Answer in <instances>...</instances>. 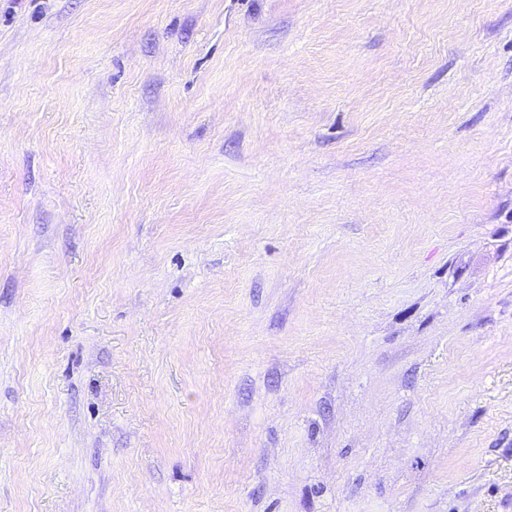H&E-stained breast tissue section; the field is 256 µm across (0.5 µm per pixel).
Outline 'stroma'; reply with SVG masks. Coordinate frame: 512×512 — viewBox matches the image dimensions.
I'll return each instance as SVG.
<instances>
[{"instance_id": "stroma-1", "label": "stroma", "mask_w": 512, "mask_h": 512, "mask_svg": "<svg viewBox=\"0 0 512 512\" xmlns=\"http://www.w3.org/2000/svg\"><path fill=\"white\" fill-rule=\"evenodd\" d=\"M0 512H512V0H0Z\"/></svg>"}]
</instances>
